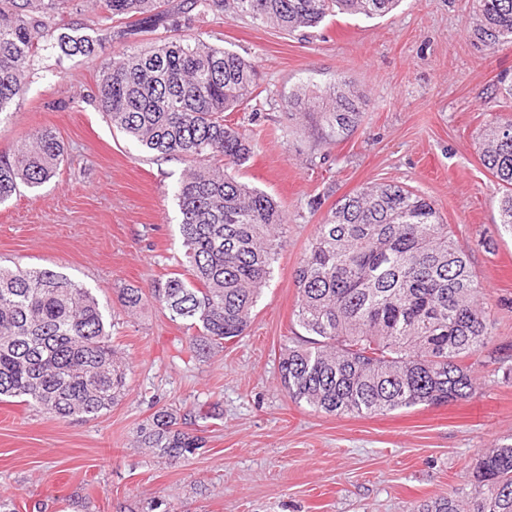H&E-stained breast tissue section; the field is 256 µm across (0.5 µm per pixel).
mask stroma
Returning <instances> with one entry per match:
<instances>
[{
    "instance_id": "stroma-1",
    "label": "stroma",
    "mask_w": 512,
    "mask_h": 512,
    "mask_svg": "<svg viewBox=\"0 0 512 512\" xmlns=\"http://www.w3.org/2000/svg\"><path fill=\"white\" fill-rule=\"evenodd\" d=\"M474 0H401L384 16L340 14L288 36L226 14L198 31L251 58L263 93L229 119L256 139L242 181L276 198L287 224L272 278L245 336L202 355L158 305L127 314L119 289L184 271L173 188L190 162L145 153L116 131L90 96L118 43L96 61L57 50L34 59L14 116L0 122V151L52 128L65 146L59 175L0 206V264L61 273L98 297L129 364L125 391L90 420L53 419L0 402V495L20 512H409L447 496L489 449L512 441V373L474 362L470 398L386 416H333L291 400L278 354L300 331L294 277L317 224L342 196L372 182L429 198L467 250L493 332L512 345V235L500 225L497 181L476 136L512 116L499 80L512 78V44L491 49L468 23ZM363 99V119L326 143L288 115L292 89L336 78ZM217 404L189 432L204 448L170 463L140 447L137 430L160 409L188 414Z\"/></svg>"
}]
</instances>
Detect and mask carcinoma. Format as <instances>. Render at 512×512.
Returning a JSON list of instances; mask_svg holds the SVG:
<instances>
[{
	"label": "carcinoma",
	"mask_w": 512,
	"mask_h": 512,
	"mask_svg": "<svg viewBox=\"0 0 512 512\" xmlns=\"http://www.w3.org/2000/svg\"><path fill=\"white\" fill-rule=\"evenodd\" d=\"M66 2L0 0V122L16 112L39 51L89 58L114 37L137 42L161 29L180 32L113 54L95 91L112 127L145 151L194 162L174 188L187 273L146 291L124 288L120 302L130 313L155 303L192 332L193 347L220 348L249 327L286 218L271 195L230 173L249 162L255 143L224 113L258 99V71L251 59L193 33L195 23L229 12L302 35L338 14L384 16L398 0H96L113 26L95 38L58 33ZM470 28L487 47L512 43V0H477ZM288 111L336 141L360 125L362 98L342 79L321 92L304 84L288 96ZM478 153L502 188L500 223L512 232V119L485 125ZM64 155L46 127L1 152L0 205L56 177ZM295 285L305 335L281 348L280 382L289 398L317 412L374 417L464 400L475 357L512 372L469 255L432 202L406 186L376 182L331 206ZM125 384L126 367L90 289L47 268L0 267L1 398L56 419H87L110 410ZM138 434L168 461L203 448L202 437L179 429L166 409ZM412 512H512V444L482 455L470 483Z\"/></svg>",
	"instance_id": "1"
}]
</instances>
